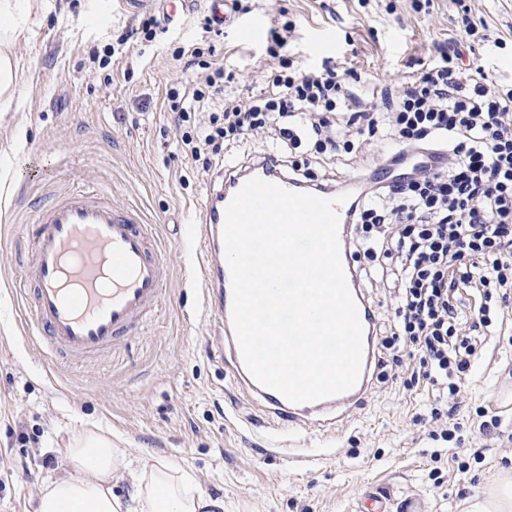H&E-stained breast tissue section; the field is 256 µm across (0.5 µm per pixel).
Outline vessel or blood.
<instances>
[{
  "instance_id": "b4317fda",
  "label": "vessel or blood",
  "mask_w": 512,
  "mask_h": 512,
  "mask_svg": "<svg viewBox=\"0 0 512 512\" xmlns=\"http://www.w3.org/2000/svg\"><path fill=\"white\" fill-rule=\"evenodd\" d=\"M224 182L209 192L194 222L193 251L202 312L224 333L222 361L236 381L275 413H287L295 422L321 426L335 422L339 410L367 393L377 356L374 343L376 315L359 285L349 228L352 202L338 209L340 258L363 328V366L351 390L311 403L293 404L279 393L258 385L248 373L232 321V283L224 253L225 209L234 194L254 177L290 191L303 186L260 158L242 166L224 162ZM34 253L23 267L21 285L33 291V305L23 322L45 336L51 349L76 358H91L111 350L114 342L136 331L155 306L164 278L163 250L137 210L113 207L108 193L65 192L40 206Z\"/></svg>"
}]
</instances>
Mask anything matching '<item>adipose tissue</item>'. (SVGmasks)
Here are the masks:
<instances>
[{"label": "adipose tissue", "instance_id": "adipose-tissue-1", "mask_svg": "<svg viewBox=\"0 0 512 512\" xmlns=\"http://www.w3.org/2000/svg\"><path fill=\"white\" fill-rule=\"evenodd\" d=\"M17 0H0V103L19 95L22 70L14 53L25 30L15 18ZM65 474L41 488L36 512H222L223 499L202 492L187 470L167 460L144 469L131 466L111 433L88 432L67 450ZM130 477L135 494L122 502L112 493L113 480ZM466 512H512V469L501 471L466 501Z\"/></svg>", "mask_w": 512, "mask_h": 512}]
</instances>
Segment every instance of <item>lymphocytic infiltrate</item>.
<instances>
[{
  "mask_svg": "<svg viewBox=\"0 0 512 512\" xmlns=\"http://www.w3.org/2000/svg\"><path fill=\"white\" fill-rule=\"evenodd\" d=\"M436 51L437 66L378 105L334 65L283 63L266 95L241 106L222 96L223 64L181 48L176 58L207 75L170 89L168 100L183 145L206 169L216 142L258 132L268 134L277 159L303 146L319 158L352 154L379 138L402 145L410 172L357 194L350 244L365 259L360 281L387 286L398 299L383 348L409 347L418 357L412 381L450 400L493 327L485 304L462 327L460 291L495 288L512 300V89L465 72L457 42Z\"/></svg>",
  "mask_w": 512,
  "mask_h": 512,
  "instance_id": "lymphocytic-infiltrate-1",
  "label": "lymphocytic infiltrate"
}]
</instances>
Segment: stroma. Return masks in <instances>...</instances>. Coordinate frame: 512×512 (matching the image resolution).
<instances>
[{"label":"stroma","mask_w":512,"mask_h":512,"mask_svg":"<svg viewBox=\"0 0 512 512\" xmlns=\"http://www.w3.org/2000/svg\"><path fill=\"white\" fill-rule=\"evenodd\" d=\"M491 36L464 63L512 87V0H466ZM244 12L206 33L205 0H21L27 33L16 47L23 94L0 105V512H35L37 492L67 469L70 442L88 430L111 432L137 465L166 459L191 471L224 512H363L373 494L389 512H463L462 502L498 469L512 467V301L492 298L504 333L484 343L456 397L466 441L440 464L447 421L420 423L435 394L405 389L408 350L385 354L369 391L327 427L274 415L239 385L220 359L224 339L201 313L189 250L196 211L217 179L183 151L168 106L177 79L195 71L175 60L199 47L231 82L240 105L262 96V72L276 66L270 38L240 42V27L292 23L283 56L318 68L331 62L357 75L365 95L390 94L437 63L433 46L461 38L452 0L429 11L410 0H243ZM161 26L153 41L122 33L143 15ZM108 56L90 68L88 53ZM376 140L333 164L296 154L317 176L345 181L397 153ZM112 193L137 210L164 247L165 280L143 325L90 359L49 356L21 325L24 300L14 280L32 255L34 209L56 191ZM501 425L483 435L478 409Z\"/></svg>","instance_id":"1"}]
</instances>
